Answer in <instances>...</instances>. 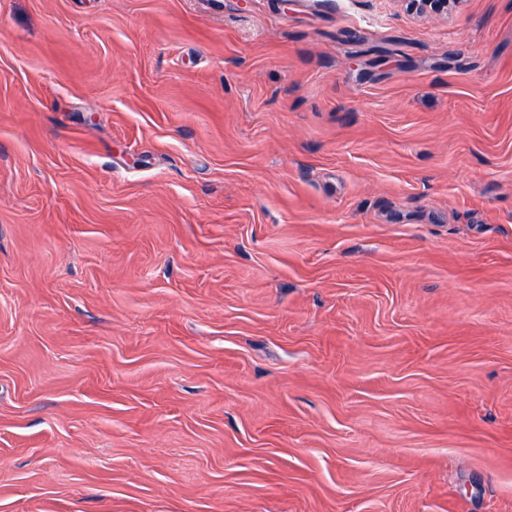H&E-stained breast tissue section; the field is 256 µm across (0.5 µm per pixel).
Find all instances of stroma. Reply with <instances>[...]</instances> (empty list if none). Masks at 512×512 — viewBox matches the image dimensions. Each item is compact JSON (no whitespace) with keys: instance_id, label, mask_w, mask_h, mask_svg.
<instances>
[{"instance_id":"obj_1","label":"stroma","mask_w":512,"mask_h":512,"mask_svg":"<svg viewBox=\"0 0 512 512\" xmlns=\"http://www.w3.org/2000/svg\"><path fill=\"white\" fill-rule=\"evenodd\" d=\"M0 512H512V0H0ZM411 12L420 15H447L451 3L459 4L460 0H402Z\"/></svg>"}]
</instances>
